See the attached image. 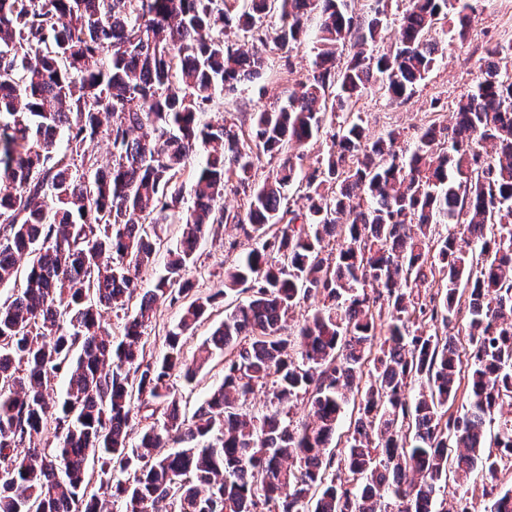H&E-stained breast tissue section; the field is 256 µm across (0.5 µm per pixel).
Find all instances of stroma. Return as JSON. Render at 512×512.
<instances>
[{
	"mask_svg": "<svg viewBox=\"0 0 512 512\" xmlns=\"http://www.w3.org/2000/svg\"><path fill=\"white\" fill-rule=\"evenodd\" d=\"M435 36L444 43V54L411 97L393 101L373 86L352 105V112L362 119L370 133L377 135L396 129L401 133L402 145L412 144L418 129L428 124L433 116L430 101L434 98L440 101L437 110L441 112V121H450L456 97L474 85L480 74V60L488 48L503 46L504 51L497 61L500 68L512 74V0H479L467 41L451 39L444 21L438 24ZM287 60L292 63L288 71L283 68ZM312 60L309 46H284L270 55L268 70L259 83L243 87L235 96L218 100L216 111L225 114L253 112L285 101L288 94L298 90ZM252 246L251 240L233 230L220 231L214 238H202L197 248L198 260L189 271L196 294L204 296L220 286L225 270ZM223 366L224 358L219 355L197 373L192 383L174 378L185 414H192L207 392L221 382Z\"/></svg>",
	"mask_w": 512,
	"mask_h": 512,
	"instance_id": "35a3bbf8",
	"label": "stroma"
}]
</instances>
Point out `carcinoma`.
<instances>
[{
    "instance_id": "cac0c4a2",
    "label": "carcinoma",
    "mask_w": 512,
    "mask_h": 512,
    "mask_svg": "<svg viewBox=\"0 0 512 512\" xmlns=\"http://www.w3.org/2000/svg\"><path fill=\"white\" fill-rule=\"evenodd\" d=\"M246 2L0 0V287L12 286L0 301V512H105L108 498L125 512H469L477 485L488 512H503L512 76L486 51L455 122L422 126L408 148L393 129L369 136L350 112L376 83L410 96L439 59L438 21L466 41L474 0H408L396 49L376 56L364 46L383 40L387 0H368L363 16L347 0ZM273 11L271 31L262 18ZM309 41L300 94L202 121L216 95L263 76L272 50ZM327 126L326 155L302 173L291 149ZM196 157L186 206L180 179ZM264 157L278 164L256 182ZM233 182L242 214L222 203ZM177 213L179 246L146 289L158 230ZM216 224L257 242L223 287L190 300L189 267ZM438 274L443 287L414 293ZM232 292L249 297L185 359L184 336ZM161 298L181 315L162 358L147 361ZM310 298L321 307L294 320ZM464 299L460 351L439 327ZM103 309L123 313L121 339ZM217 353L223 380L188 419L172 377L193 381ZM61 375L58 404L48 387ZM269 382V405L247 408ZM298 399L312 422L287 421ZM350 399L344 450L327 456ZM139 415L157 421L132 443ZM50 421L57 444L34 445ZM165 442L174 451L157 453Z\"/></svg>"
}]
</instances>
